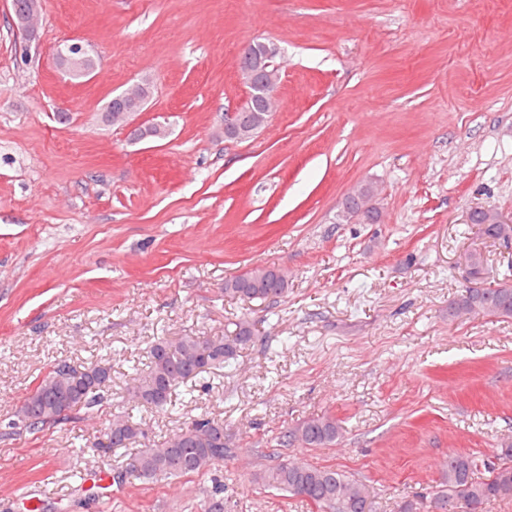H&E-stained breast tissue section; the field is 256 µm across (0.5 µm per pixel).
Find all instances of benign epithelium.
Segmentation results:
<instances>
[{"label": "benign epithelium", "instance_id": "obj_1", "mask_svg": "<svg viewBox=\"0 0 512 512\" xmlns=\"http://www.w3.org/2000/svg\"><path fill=\"white\" fill-rule=\"evenodd\" d=\"M277 48L270 42L258 44L246 43L239 52L238 70L244 83L249 85V96L243 105L234 112L224 114V138L245 141L253 138L256 133L267 125L275 109L279 74L269 69L268 60L275 57ZM63 63L73 69L90 73L95 69V59L89 49L75 42L69 44L62 54ZM252 69L265 70V80L260 85L251 84L249 71ZM149 87L138 83L113 97L119 108L108 114L112 122L126 121L136 112L140 111L149 98ZM263 103V110L255 113V120L246 123L242 120V113L251 111L254 100Z\"/></svg>", "mask_w": 512, "mask_h": 512}]
</instances>
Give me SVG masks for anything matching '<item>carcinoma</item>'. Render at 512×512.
<instances>
[{
	"label": "carcinoma",
	"mask_w": 512,
	"mask_h": 512,
	"mask_svg": "<svg viewBox=\"0 0 512 512\" xmlns=\"http://www.w3.org/2000/svg\"><path fill=\"white\" fill-rule=\"evenodd\" d=\"M471 223L483 236L502 242L512 241V223L494 224L484 209L474 211ZM288 287L287 276L269 267L253 268L224 282V295L232 299L254 300L281 297ZM512 318V284L501 282L489 287L465 290L448 305V319L461 315ZM235 329L224 336H180L155 339L146 351L145 369L132 366L133 386L126 409L113 416L105 439L96 451L110 454L128 448L142 434L141 422L134 420V410L170 412L176 405L175 392L217 368H230L238 352L255 339V329L246 319L234 323ZM68 363H57L26 395L17 416L29 430L62 422L72 412L98 405L101 392L111 387L112 366L100 358L84 367L60 376ZM343 434L341 421L331 414L314 415L284 433L280 444L304 448H327ZM229 448L224 445V423L211 418L197 419L171 437L151 448H141L132 460L139 466L117 473L115 480L130 477L143 480L182 478L208 473L224 461ZM263 487L299 497L317 512H372L370 488L347 471L334 466H315L281 460L255 474ZM442 489L431 503L419 496L396 504L397 512H430V504L442 512H456L460 502H476L491 507L512 501V437H503L490 454L454 452L448 464Z\"/></svg>",
	"instance_id": "1"
}]
</instances>
